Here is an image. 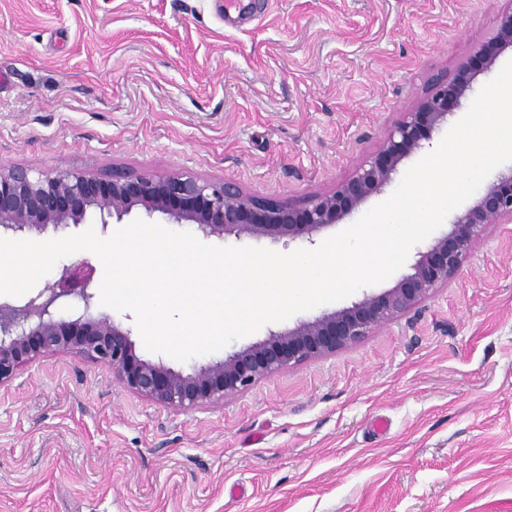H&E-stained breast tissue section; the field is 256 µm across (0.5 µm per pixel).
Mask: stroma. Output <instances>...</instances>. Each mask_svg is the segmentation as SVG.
<instances>
[{"label": "stroma", "mask_w": 512, "mask_h": 512, "mask_svg": "<svg viewBox=\"0 0 512 512\" xmlns=\"http://www.w3.org/2000/svg\"><path fill=\"white\" fill-rule=\"evenodd\" d=\"M512 0H0V165L300 203L377 153ZM190 374L309 319L266 324ZM0 512H512V223L334 354L175 410L70 352L0 386Z\"/></svg>", "instance_id": "35a3bbf8"}]
</instances>
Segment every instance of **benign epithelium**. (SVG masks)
I'll return each instance as SVG.
<instances>
[{"label": "benign epithelium", "mask_w": 512, "mask_h": 512, "mask_svg": "<svg viewBox=\"0 0 512 512\" xmlns=\"http://www.w3.org/2000/svg\"><path fill=\"white\" fill-rule=\"evenodd\" d=\"M509 48L512 12L494 20L493 36L474 46L452 77L432 79L426 93L389 132L383 147L351 177L301 204L262 198L231 183L181 173L93 176L1 166L0 237L50 227L57 231L83 224L90 216L100 220L105 230L109 220L119 224L140 211L149 219L162 215L206 236L234 232L310 239L379 193L400 163L423 148L461 107L476 78L490 72ZM502 220L512 222V169L487 182L473 204L455 216L448 232L419 252L412 272L399 277L390 289L302 321L187 375L140 359L130 333L95 313L93 276L78 263L34 295L0 296V385L12 381L22 366L40 356L72 351L108 367L128 388L167 407L186 410L218 404L262 377L334 354L405 314L460 272L485 225ZM71 295L82 302V310L64 316L58 302Z\"/></svg>", "instance_id": "obj_1"}]
</instances>
